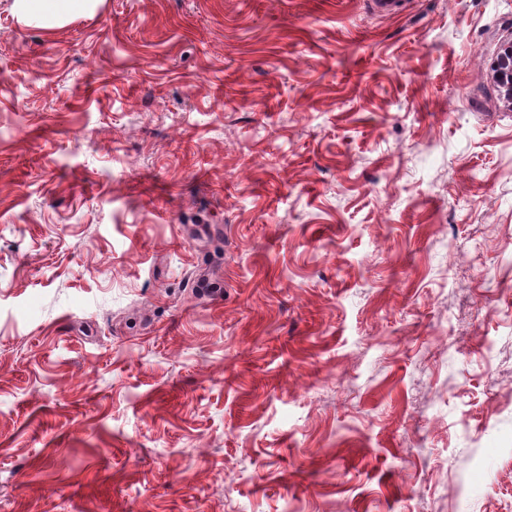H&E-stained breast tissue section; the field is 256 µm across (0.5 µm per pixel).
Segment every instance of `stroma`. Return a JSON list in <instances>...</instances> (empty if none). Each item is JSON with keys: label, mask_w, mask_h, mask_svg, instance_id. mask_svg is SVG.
I'll return each mask as SVG.
<instances>
[{"label": "stroma", "mask_w": 512, "mask_h": 512, "mask_svg": "<svg viewBox=\"0 0 512 512\" xmlns=\"http://www.w3.org/2000/svg\"><path fill=\"white\" fill-rule=\"evenodd\" d=\"M512 0H0V512H512ZM24 11L33 17L56 18L79 12L85 0H22ZM491 70L504 98L512 102V40L504 39L491 63Z\"/></svg>", "instance_id": "35a3bbf8"}]
</instances>
